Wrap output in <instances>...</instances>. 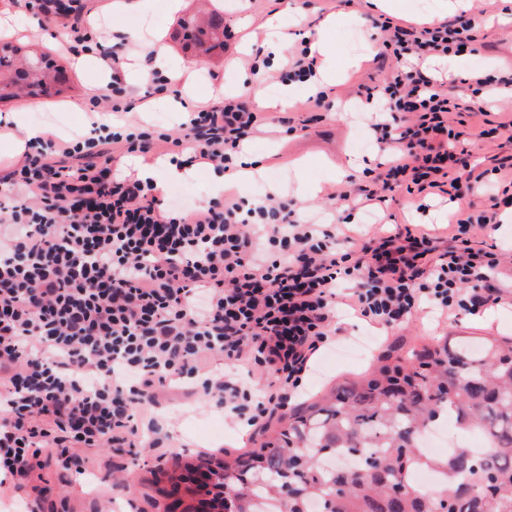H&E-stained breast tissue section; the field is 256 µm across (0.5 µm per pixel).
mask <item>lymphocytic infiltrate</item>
I'll list each match as a JSON object with an SVG mask.
<instances>
[{
	"instance_id": "lymphocytic-infiltrate-1",
	"label": "lymphocytic infiltrate",
	"mask_w": 512,
	"mask_h": 512,
	"mask_svg": "<svg viewBox=\"0 0 512 512\" xmlns=\"http://www.w3.org/2000/svg\"><path fill=\"white\" fill-rule=\"evenodd\" d=\"M71 51L84 47L87 0H43ZM481 20L459 15L436 27L385 19L383 52L404 67L375 92L376 141L393 154L380 190L336 192L342 208L379 207L390 192H459L501 175L460 157L465 121L477 111L424 73L433 54L476 52ZM151 90L128 99L113 77L90 101L84 134L47 130L22 162L0 170V489H16L44 464L85 474L76 454L109 447L157 463L171 456L154 411L187 383L225 417L259 432L294 405L316 355L337 341L336 315L400 326L418 310L441 318L512 300L489 285L494 250L474 248L472 225L496 223L502 204L457 220L445 253L412 224L353 246L335 224L268 196L255 207L231 196L192 210L155 184L119 175L117 149L150 162L159 146L196 164L229 167L266 123L243 97L185 112L179 136L101 122L146 110ZM224 361L214 370L212 356ZM263 370L264 381L253 378Z\"/></svg>"
}]
</instances>
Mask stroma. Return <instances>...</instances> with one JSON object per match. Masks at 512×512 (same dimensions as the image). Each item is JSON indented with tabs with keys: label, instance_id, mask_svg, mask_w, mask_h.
<instances>
[{
	"label": "stroma",
	"instance_id": "1",
	"mask_svg": "<svg viewBox=\"0 0 512 512\" xmlns=\"http://www.w3.org/2000/svg\"><path fill=\"white\" fill-rule=\"evenodd\" d=\"M111 2L95 0L92 13L97 16L98 24L90 31L93 41L107 43L114 34L135 33V40L127 43L122 55L136 57L143 63L151 56V31H161L163 44L173 57L180 59L184 53L175 34L181 16L201 9L223 13L224 49L207 60L208 80L197 88L195 99L218 101L228 85L240 86L242 94L250 98L268 99L264 117L271 127L269 133L247 144L248 150L262 159L263 180L237 188L236 196L257 202L265 200L270 184L287 182L293 175L295 161L303 156L310 159L305 179L320 183L321 192L315 197H297L296 202L303 209L322 213L325 222H332L338 216L336 203L329 198L334 189L379 188L377 172L367 170L360 174L346 170L352 157L379 149L369 126L354 118L349 108L356 100L359 87L382 85L399 70L400 65L393 58L377 56L348 72L328 88L330 107H309L307 93L301 89L294 106L283 111L272 105V91L281 82L292 55L299 52L307 28L292 26L288 29V45L276 67L269 69L266 82L261 85L249 82L254 61L251 50L261 45L260 26L273 13L284 15L288 10H295L307 16V26L343 13L345 20L333 35L336 55L343 60L362 51L365 37L376 40L381 37L373 25L375 15L368 8L367 0H296L292 5L286 0H184L178 15L168 13L167 0H151L148 14L128 16L111 15ZM472 7L485 11L477 33L479 51L461 55L459 77L448 84L452 94L465 99L471 96L465 83L470 71L493 69L504 79L512 78V0H472ZM0 26L13 29V45L51 58L67 76L62 93L53 99L40 95L0 102V117L15 125L21 135L29 129L48 128L67 138L86 130L87 114L81 104L88 99L87 87L94 74L74 68L73 55L59 38L55 24L38 9L35 0H0ZM234 56L240 60L239 68L232 72L225 70V60ZM511 121L512 100L499 97L492 98L485 112L469 117V142L476 145L475 157L484 167L512 160V130L506 129L492 139L483 136L485 130ZM331 167L342 170V177H329L327 170ZM451 219L447 194L425 196L397 192L378 213L353 210L345 231L360 240L372 236L379 224L394 221L420 225L430 236L444 239ZM471 237L474 244H493L498 252L507 254L510 263L493 282L499 287L512 286V223L474 228ZM492 312L493 320L483 322L465 313L444 321L421 311L405 328H390L383 333L358 319L341 325L339 346L324 350L314 360L306 391L312 394L327 390L336 381L353 377L375 364L383 354L407 353L431 337L451 331L459 336H512V304L495 306ZM158 415L174 427L178 437L173 456L165 466H157L146 453L134 458L106 448L90 450L86 453V474L46 465L26 482L22 496L28 498L35 512H103L111 499L131 503L138 512H156L157 507L166 505L168 493H182L190 487L194 468L202 460L223 461V449L241 445L245 436L243 429L225 418L223 410L211 407L200 396L177 395L163 400ZM115 483L120 486L116 492L111 489ZM45 486L53 491V505L49 508L39 496L40 488Z\"/></svg>",
	"mask_w": 512,
	"mask_h": 512
}]
</instances>
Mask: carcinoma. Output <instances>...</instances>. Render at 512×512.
<instances>
[{
  "label": "carcinoma",
  "mask_w": 512,
  "mask_h": 512,
  "mask_svg": "<svg viewBox=\"0 0 512 512\" xmlns=\"http://www.w3.org/2000/svg\"><path fill=\"white\" fill-rule=\"evenodd\" d=\"M216 13L192 34L208 53ZM453 416L478 430L483 449L456 448L451 460L420 450L423 433ZM448 470L450 478L419 485L415 473ZM237 512H435L452 497L457 512H512V336H445L383 364L278 420L271 435L214 470ZM409 493L393 499L390 486Z\"/></svg>",
  "instance_id": "obj_1"
}]
</instances>
